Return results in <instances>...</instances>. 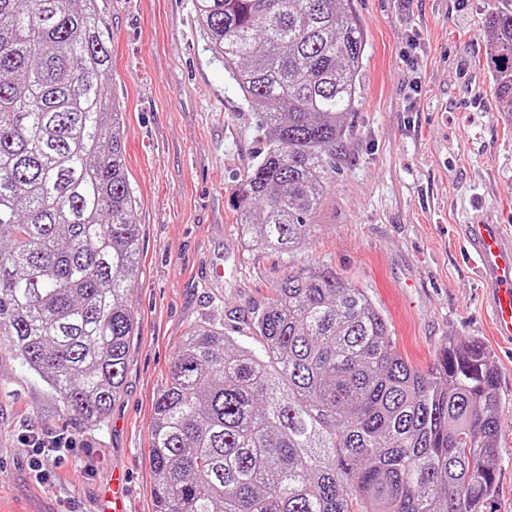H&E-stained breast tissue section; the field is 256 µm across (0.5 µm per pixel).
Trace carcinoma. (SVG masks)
<instances>
[{
    "instance_id": "carcinoma-1",
    "label": "carcinoma",
    "mask_w": 512,
    "mask_h": 512,
    "mask_svg": "<svg viewBox=\"0 0 512 512\" xmlns=\"http://www.w3.org/2000/svg\"><path fill=\"white\" fill-rule=\"evenodd\" d=\"M350 0H196L264 134L234 186L245 248L307 245L358 109L366 38ZM94 0H0V346L102 426L136 321L137 199L112 46ZM493 89L512 116V0H488ZM260 347L195 323L157 396L154 512H485L499 375L450 341L410 365L367 291L297 269L253 311Z\"/></svg>"
}]
</instances>
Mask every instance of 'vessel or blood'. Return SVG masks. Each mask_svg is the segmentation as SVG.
Listing matches in <instances>:
<instances>
[{"label":"vessel or blood","mask_w":512,"mask_h":512,"mask_svg":"<svg viewBox=\"0 0 512 512\" xmlns=\"http://www.w3.org/2000/svg\"><path fill=\"white\" fill-rule=\"evenodd\" d=\"M469 253L475 258L478 277L489 287L488 304L497 334L512 339V235L501 225L480 221L464 227ZM126 481L122 473L100 497L97 512H127Z\"/></svg>","instance_id":"1"}]
</instances>
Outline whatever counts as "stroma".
<instances>
[{
    "mask_svg": "<svg viewBox=\"0 0 512 512\" xmlns=\"http://www.w3.org/2000/svg\"><path fill=\"white\" fill-rule=\"evenodd\" d=\"M96 3L138 201L140 272L128 292L136 331L100 427L0 348V512H94L116 468L128 476L129 512H154L153 405L188 329L220 321L255 344L252 309L316 261L367 288L414 366L427 368L452 340L491 351L503 431L487 512H512V344L494 333L462 237L480 218L512 231V116L499 111L486 65L487 0H351L366 35L362 99L315 237L290 255L245 251L236 235L231 188L262 134L211 56L195 0ZM55 440L68 450L37 482L31 445Z\"/></svg>",
    "mask_w": 512,
    "mask_h": 512,
    "instance_id": "obj_1",
    "label": "stroma"
}]
</instances>
